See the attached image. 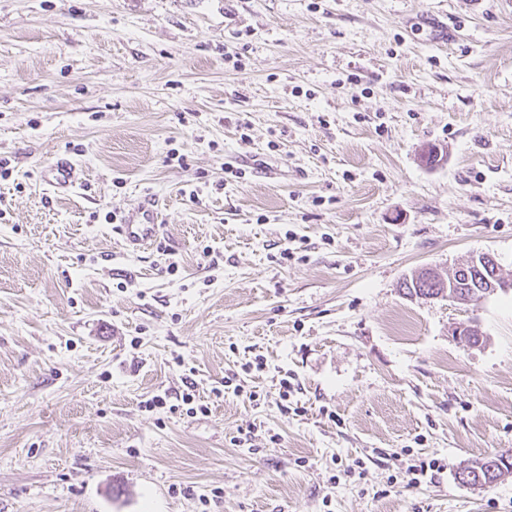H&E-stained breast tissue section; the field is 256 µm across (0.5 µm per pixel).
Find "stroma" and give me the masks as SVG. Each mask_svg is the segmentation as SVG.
<instances>
[{"label":"stroma","mask_w":512,"mask_h":512,"mask_svg":"<svg viewBox=\"0 0 512 512\" xmlns=\"http://www.w3.org/2000/svg\"><path fill=\"white\" fill-rule=\"evenodd\" d=\"M482 252L512 280V0H0V512H512L457 475L512 449V290L399 288ZM79 166L67 157L58 158L43 173L47 186L54 192H69L81 186ZM159 215L151 202H140L123 209L119 214L118 228L125 244L133 249L154 241L159 233ZM418 462V464L410 465L406 470L408 475L413 476L410 478V483L415 485L420 484L427 477L428 472H430V477H432L433 472L438 473L445 468L443 460L436 457L419 460Z\"/></svg>","instance_id":"obj_1"}]
</instances>
